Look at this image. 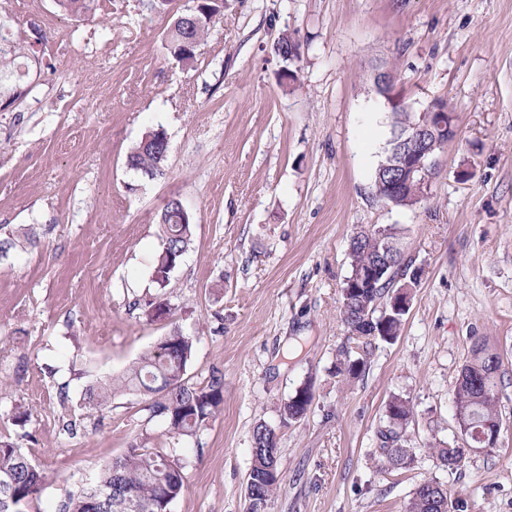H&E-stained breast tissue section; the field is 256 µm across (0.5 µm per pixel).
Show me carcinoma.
I'll return each instance as SVG.
<instances>
[{"label": "carcinoma", "instance_id": "carcinoma-1", "mask_svg": "<svg viewBox=\"0 0 512 512\" xmlns=\"http://www.w3.org/2000/svg\"><path fill=\"white\" fill-rule=\"evenodd\" d=\"M99 0H56L61 11L75 16L98 9ZM219 0H198L194 14L200 19L196 25L182 23L175 17L167 35L166 49L184 68L196 61L195 49L208 35L213 18L221 11ZM37 43L14 38L11 26L0 19V102L8 107L32 91V63L39 62ZM445 110L443 102H436L426 113L394 112L391 128L406 129L422 126L427 114L436 109ZM169 145L162 141L157 130L147 131L129 151L130 169L154 179L165 174ZM393 155L387 149L374 176V195L379 201L395 208H411L425 197L427 186L414 180L397 194H389L379 181V175L392 164ZM184 208L178 197L159 216V245L154 257L153 279L159 288H166L171 270L177 268L187 252L193 235V222L181 221ZM401 232L394 225L386 227L385 238H380L375 226L357 231L349 247L350 271L340 293V319L349 334L361 344V353L353 356L343 352L336 364L337 373L348 379L358 378L365 370L367 360L378 341L390 343L400 333L406 312L393 310L391 301L397 287L417 285L422 268L403 258L400 247ZM39 241L32 227L20 230L0 226V258L15 250L34 247ZM385 267L381 277L370 288L351 291L352 280L362 271L375 265ZM197 337L174 329L163 339L144 351L124 372L116 377L97 381L85 390L83 400L91 410L103 411L112 397L136 393L148 400L149 419L158 418L165 424L163 436L171 445L198 436L224 406V376L210 375L205 383H193L187 377V366L192 357ZM500 358L479 344L461 370L453 393L454 415L466 417L476 427L501 428L499 411ZM313 400L309 386L302 394H294L281 403V424L295 422L294 416L306 413ZM386 426L378 431L384 468L406 470L414 463L415 455L409 446L406 430L414 419V406L401 395H395L385 410ZM148 435L132 443L110 465L103 468L88 487L70 496L59 512H90L92 500L100 501L99 512H165L183 492L187 476L180 459L160 451L148 449ZM279 435L264 421L254 424L251 435V466L245 483L244 512H265L281 480L270 478L269 469L279 463ZM432 455L439 465L450 470L457 468L464 449L448 445L434 448ZM49 481L46 471L32 463L14 443L0 437V499L12 498L17 508L7 507L0 512H27L24 505L32 502ZM465 505L451 500L448 489L436 480L421 483L406 505V512H463Z\"/></svg>", "mask_w": 512, "mask_h": 512}]
</instances>
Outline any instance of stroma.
<instances>
[{
    "instance_id": "stroma-1",
    "label": "stroma",
    "mask_w": 512,
    "mask_h": 512,
    "mask_svg": "<svg viewBox=\"0 0 512 512\" xmlns=\"http://www.w3.org/2000/svg\"><path fill=\"white\" fill-rule=\"evenodd\" d=\"M0 15L40 29L49 64L0 110V225L40 237L0 259V434L50 476L30 512H57L139 434L162 447L142 396L101 413L83 397L174 329L198 338L193 381L223 374L224 408L174 448L187 482L170 512H242L259 421L278 429L283 474L266 512H403L431 478L466 512H512V0H224L190 69L165 48L172 14L143 0L81 18L0 0ZM285 34L301 44L290 87L273 50ZM379 67L412 111L442 100L454 114L411 208L373 195L391 137ZM151 128L169 141L156 179L125 163ZM173 195L194 237L164 291L173 313L153 321L157 215ZM373 224L401 228L423 273L400 335L348 381L340 290L350 240ZM478 341L500 356L501 432L451 471L431 449L461 441L453 389ZM306 384L311 406L281 425ZM395 395L414 404L416 458L388 472L377 430ZM18 404L23 427L8 419Z\"/></svg>"
}]
</instances>
